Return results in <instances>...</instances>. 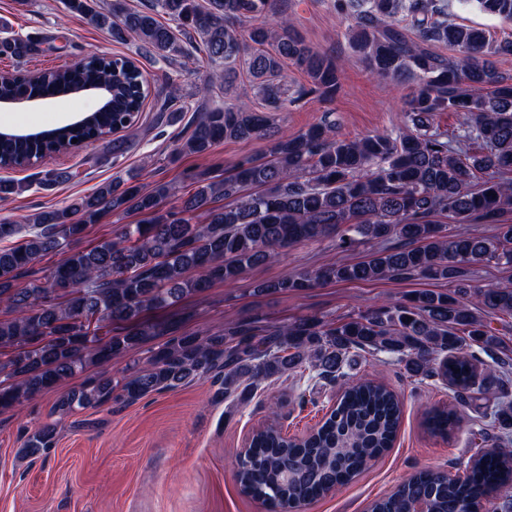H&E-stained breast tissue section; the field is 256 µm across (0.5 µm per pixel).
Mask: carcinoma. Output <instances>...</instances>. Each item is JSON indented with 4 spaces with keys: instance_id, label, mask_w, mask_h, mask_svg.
<instances>
[{
    "instance_id": "1",
    "label": "carcinoma",
    "mask_w": 512,
    "mask_h": 512,
    "mask_svg": "<svg viewBox=\"0 0 512 512\" xmlns=\"http://www.w3.org/2000/svg\"><path fill=\"white\" fill-rule=\"evenodd\" d=\"M475 4L512 24V0H331L354 31L351 48L379 79L404 82L411 91L396 130L360 138L337 134L323 120L292 136L273 137L270 113L286 112L309 93L326 100L340 88L334 58L307 47L288 18L269 13L270 0H151L145 10L114 4L100 11L89 0H66L71 12L112 30L135 34L162 59L206 55L214 65L206 95L240 63L269 112L246 101L211 99L175 154L205 155L224 140L270 139L265 155L246 156L225 173L193 174L195 192L181 206L163 208L172 196L167 182L150 189L119 177L93 194L28 219L33 230L0 218V408L51 390L88 364L108 363L157 337L168 340L146 365L120 378L91 379L62 397L53 413L72 415L114 401L134 402L211 374L221 375L224 399L246 404L261 382L296 374L306 381L339 385L330 414L309 434L292 438L276 426L255 432L249 448L259 466L237 471L241 492L276 507L310 501L354 479L391 447L402 404L386 386L344 371L351 356L384 354L417 381H443L465 407L492 403L498 434L484 439L464 476L425 470L371 502L369 512H512V349L496 320L512 318V285H478L476 267L512 268V75L497 58L512 55V39L443 20L452 2ZM162 16L176 23L159 21ZM181 36H176V32ZM444 44L456 55L432 50ZM31 46L20 37L0 40V56L24 58ZM303 71L308 86L288 93L278 80L284 61ZM112 78L99 95L106 112H88L91 125L49 131L57 151L95 132L99 137L134 126L146 98L148 77L127 57L106 62L88 52L77 62L35 73L0 72V96L30 97L59 87L66 95L92 93L88 86ZM459 113L449 132L435 123ZM51 150L35 133L25 141L6 136L0 170L21 167ZM204 220L197 221L196 212ZM144 216L114 239L89 249L69 248L108 213ZM456 224H492L491 236L453 233L436 217ZM336 239L346 251L375 245L357 263L311 272H290L258 285L261 292L292 293L331 282L383 279L444 281L450 292L416 290L404 302H384L355 317L328 322L316 317L261 329L235 326L222 334L170 335L172 325L142 320L147 311L171 307L216 283H232L249 268L267 263L298 243ZM49 253L57 263L41 278L18 284ZM120 331L99 334L104 327ZM478 348L473 352L472 348ZM491 359L487 363L477 353ZM459 422L452 409L435 407L427 429L445 435ZM56 424H44L19 454L46 455Z\"/></svg>"
}]
</instances>
